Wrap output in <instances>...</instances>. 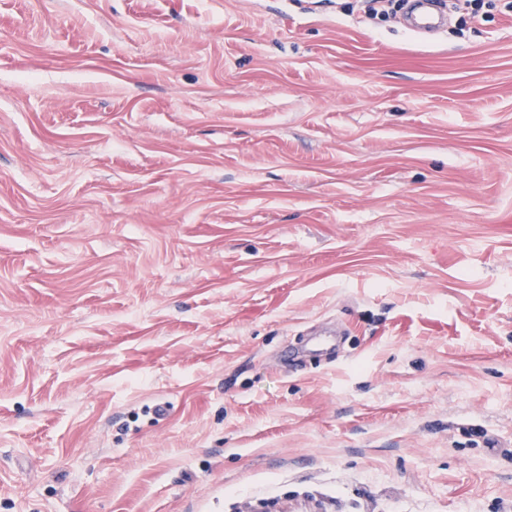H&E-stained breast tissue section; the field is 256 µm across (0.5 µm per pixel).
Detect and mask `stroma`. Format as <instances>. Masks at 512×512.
<instances>
[{
	"label": "stroma",
	"instance_id": "35a3bbf8",
	"mask_svg": "<svg viewBox=\"0 0 512 512\" xmlns=\"http://www.w3.org/2000/svg\"><path fill=\"white\" fill-rule=\"evenodd\" d=\"M0 0V512H512V0ZM406 21L412 31L419 35H427L446 22V13L437 1L417 0L413 2Z\"/></svg>",
	"mask_w": 512,
	"mask_h": 512
}]
</instances>
